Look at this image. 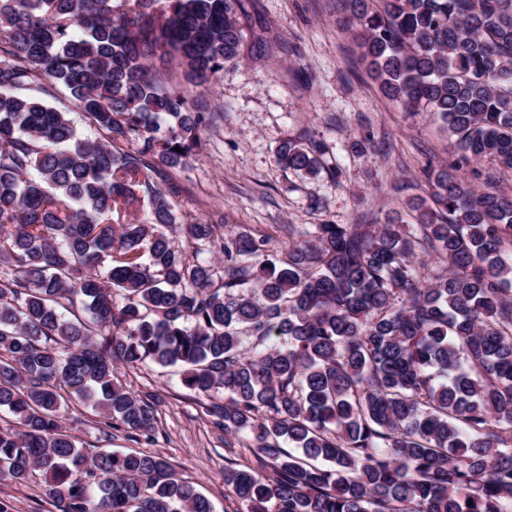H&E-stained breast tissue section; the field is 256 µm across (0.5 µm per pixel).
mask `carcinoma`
<instances>
[{"label":"carcinoma","mask_w":512,"mask_h":512,"mask_svg":"<svg viewBox=\"0 0 512 512\" xmlns=\"http://www.w3.org/2000/svg\"><path fill=\"white\" fill-rule=\"evenodd\" d=\"M340 5L388 98L512 169V0ZM244 10L0 0V479L39 470L54 512H212L163 457L65 426L74 395L152 435L154 402L112 380L150 361L251 441L250 466L224 464L245 512H512V195L429 166L413 227L314 224L282 259L267 235L183 222L154 180L201 148L215 113L194 96L240 58ZM59 87L96 137L19 94ZM328 153L305 135L276 159L334 175Z\"/></svg>","instance_id":"obj_1"}]
</instances>
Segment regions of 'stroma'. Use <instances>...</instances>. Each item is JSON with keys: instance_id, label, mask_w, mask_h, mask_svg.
Returning <instances> with one entry per match:
<instances>
[{"instance_id": "obj_1", "label": "stroma", "mask_w": 512, "mask_h": 512, "mask_svg": "<svg viewBox=\"0 0 512 512\" xmlns=\"http://www.w3.org/2000/svg\"><path fill=\"white\" fill-rule=\"evenodd\" d=\"M245 5L241 59L225 63L197 100L205 111L221 106L223 118L202 131L198 156L166 172L180 188L174 202L185 222L219 220L225 231L266 233L278 241L285 226L302 232L328 221L381 224L404 211L412 197L425 195L415 182L429 163L447 165L481 187L495 181L512 194L511 169L459 161L442 122L425 114L408 117L379 92L336 0ZM307 132L328 144L337 175L312 179L277 162L280 141ZM315 197L322 209L311 208ZM114 377L128 391L155 400L153 437L135 442L116 432L104 441L97 411L79 401L66 413L69 431L90 448L105 444L113 451L160 455L197 484L214 512H244L224 485V460L244 464L249 455L227 447L178 370L122 365ZM0 500L9 512L49 509L38 472L22 486L0 481Z\"/></svg>"}]
</instances>
